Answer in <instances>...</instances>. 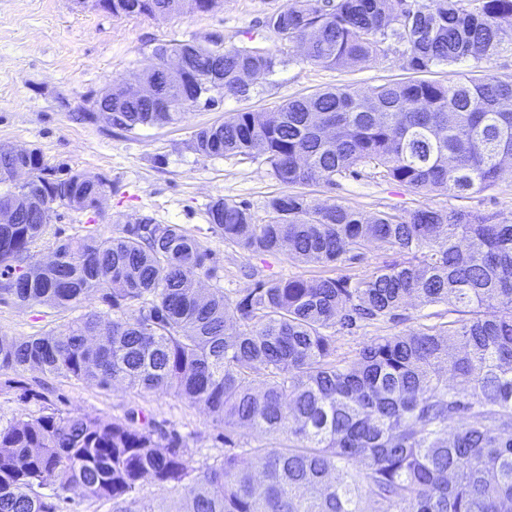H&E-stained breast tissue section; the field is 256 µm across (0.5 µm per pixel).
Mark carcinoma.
I'll return each mask as SVG.
<instances>
[{
  "mask_svg": "<svg viewBox=\"0 0 512 512\" xmlns=\"http://www.w3.org/2000/svg\"><path fill=\"white\" fill-rule=\"evenodd\" d=\"M114 17L182 13V0H95ZM512 0H292L268 27L311 64L372 61L403 47L405 69L490 58L505 41ZM169 103L114 86L84 117L110 112L132 132L170 124L200 106L249 98L282 64L249 46L210 40L162 44ZM512 80H409L368 92L350 85L289 100L272 112H234L195 132L202 157L263 156L285 190L249 205L213 201L209 223L249 253H281L332 270L375 242L402 257L351 283L347 276L259 282L237 300L200 288L211 253L176 224L142 216L115 234L91 231L32 246L55 207L97 210L108 182L58 174L36 149L0 153V295L65 310L97 294L57 331L0 336V370L172 391L204 408L227 434L224 458L196 465L182 438L135 413L102 419L56 411L0 427V512H61L78 487L112 512H512V220L422 207L366 216L292 191L369 168L402 186L480 192L512 164ZM26 167L30 181L12 172ZM446 304L440 326L366 344L336 360L331 330L393 319L403 307ZM451 374L446 378L445 374ZM245 429L271 438L234 440ZM151 479L168 496L140 495Z\"/></svg>",
  "mask_w": 512,
  "mask_h": 512,
  "instance_id": "1",
  "label": "carcinoma"
}]
</instances>
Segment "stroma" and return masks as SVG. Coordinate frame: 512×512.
Returning <instances> with one entry per match:
<instances>
[{
  "label": "stroma",
  "instance_id": "stroma-1",
  "mask_svg": "<svg viewBox=\"0 0 512 512\" xmlns=\"http://www.w3.org/2000/svg\"><path fill=\"white\" fill-rule=\"evenodd\" d=\"M290 0H222L207 13L122 17L93 7L91 0H0V143L40 151L46 164L87 172L111 186L99 210L57 208L36 258L50 254L56 239L89 230L111 235L128 221L148 215L161 224L190 231L210 251V273L202 279L236 299L256 281L316 278L326 268L295 262L280 253L251 254L225 243L207 221L208 205L219 198L246 201L255 223L267 222L268 200L281 192L261 156L202 157L188 147L201 127L231 112L272 110L288 100L341 85L362 91L411 79L402 66L400 45L383 41L375 59L336 69L304 62L296 45L282 41L265 25ZM248 45L283 58L276 71L259 80L250 98L223 99L217 107L197 108L164 126L133 132L113 129L105 120H78L90 96L109 85H129L155 63L162 43ZM512 78V43L491 59L438 65L429 80L448 82L466 75ZM317 202H336L367 214L423 206L497 213L512 218V167L497 183L478 193L417 192L377 175L337 178L335 184L303 187ZM447 305L403 309L389 322L336 334V357L353 361L365 343L390 333L420 330L448 322ZM68 313L49 306H23L0 300V336H30L61 327ZM106 419L144 414L162 432L181 436L198 464L224 456V426L204 409L174 393H146L122 384L107 390L77 380L32 371H0V427L23 416L52 410Z\"/></svg>",
  "mask_w": 512,
  "mask_h": 512
}]
</instances>
